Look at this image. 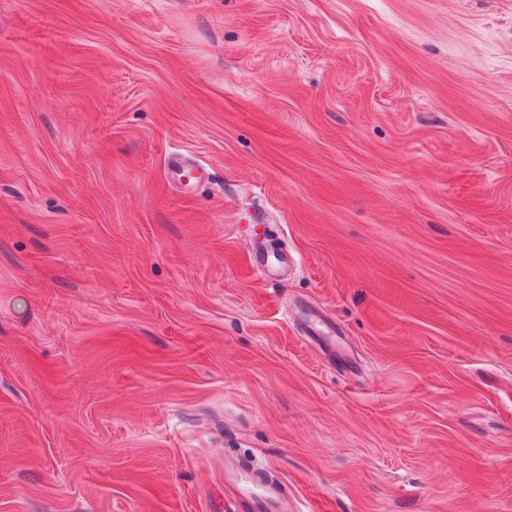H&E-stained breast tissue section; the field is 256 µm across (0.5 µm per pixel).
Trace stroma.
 <instances>
[{"instance_id":"stroma-1","label":"stroma","mask_w":512,"mask_h":512,"mask_svg":"<svg viewBox=\"0 0 512 512\" xmlns=\"http://www.w3.org/2000/svg\"><path fill=\"white\" fill-rule=\"evenodd\" d=\"M512 512V0H0V512ZM284 491L280 484L265 482L253 492L256 512H285L282 506Z\"/></svg>"}]
</instances>
